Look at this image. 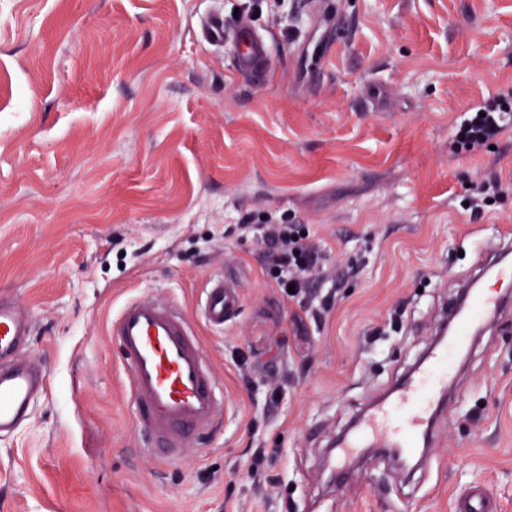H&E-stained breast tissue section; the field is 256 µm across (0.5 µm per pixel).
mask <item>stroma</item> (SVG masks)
Returning <instances> with one entry per match:
<instances>
[{"instance_id": "1", "label": "stroma", "mask_w": 512, "mask_h": 512, "mask_svg": "<svg viewBox=\"0 0 512 512\" xmlns=\"http://www.w3.org/2000/svg\"><path fill=\"white\" fill-rule=\"evenodd\" d=\"M214 14L269 38L265 74L204 37ZM490 98L512 104V0H0V297L49 380L0 438V512H458L474 487L512 512V308L470 342L412 476L380 455L321 476L463 273L512 244V123L450 149ZM263 221L320 246L308 306L239 229ZM220 275L241 307L219 330L201 305ZM131 298L186 313L224 395L168 461L110 334Z\"/></svg>"}]
</instances>
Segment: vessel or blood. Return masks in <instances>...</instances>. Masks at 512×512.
Instances as JSON below:
<instances>
[{
  "label": "vessel or blood",
  "mask_w": 512,
  "mask_h": 512,
  "mask_svg": "<svg viewBox=\"0 0 512 512\" xmlns=\"http://www.w3.org/2000/svg\"><path fill=\"white\" fill-rule=\"evenodd\" d=\"M269 54V43L251 27H241L235 34L234 62L240 72L261 74ZM501 304L495 292L471 290L457 311L448 341L436 345L391 400L377 405L339 441L338 465H346L368 446L418 454L453 388L456 353L469 330L479 327ZM240 306L236 286L216 278L206 290L202 316L206 324L220 328ZM33 333L18 308L0 298L1 438L30 418L47 389L45 370L25 355ZM112 334L128 369L137 425L147 435L151 453L173 456L214 425L220 401L216 377L182 309L149 300L128 301L113 322Z\"/></svg>",
  "instance_id": "b4317fda"
}]
</instances>
